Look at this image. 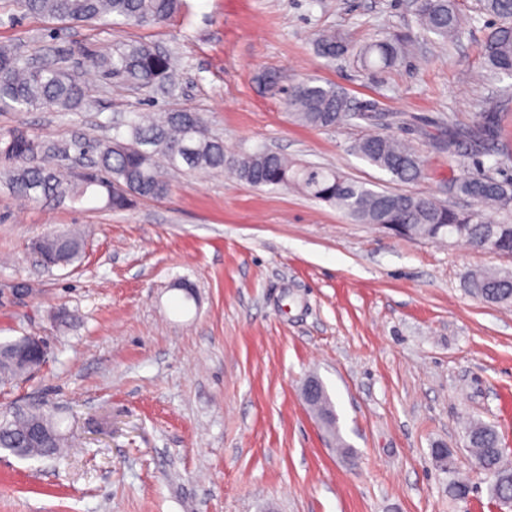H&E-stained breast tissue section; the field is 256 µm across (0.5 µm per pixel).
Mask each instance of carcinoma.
Listing matches in <instances>:
<instances>
[{
	"instance_id": "carcinoma-1",
	"label": "carcinoma",
	"mask_w": 512,
	"mask_h": 512,
	"mask_svg": "<svg viewBox=\"0 0 512 512\" xmlns=\"http://www.w3.org/2000/svg\"><path fill=\"white\" fill-rule=\"evenodd\" d=\"M27 14L89 23L104 16L129 24H151L175 14L180 0H19ZM482 10L494 20L483 46L486 68L493 74L512 76V0H481ZM416 15L423 31L454 44L464 34V20L456 0H416ZM319 56L334 60L351 50L339 32H322L314 38ZM408 51L402 39H383L359 51L366 68L389 67ZM87 67L105 78L120 77L148 92L171 94L178 86L171 57L143 43L134 42L112 55L90 53ZM91 104V89L80 78L54 64L36 65L10 48H0V108L45 109L80 112ZM288 112L295 121L313 128H333L354 116L348 97L332 84L307 78L288 92ZM436 147L459 157L458 173L448 179V194L465 200L456 209L427 197L394 191H375L364 183L317 166L292 164L284 156L258 150L239 159L224 153V143L209 135L199 113L166 112L158 118L139 115L127 125L126 135L107 141L81 139L61 145L40 139L25 127L0 133V185L24 201L60 196L81 201L94 188H102L115 211L127 210L134 200L164 197L170 184L162 168L222 171L229 169L255 187H294L309 197L328 202L363 224L398 225L397 234L442 241L464 240L501 254H512V177H498L484 158L495 165L512 156L501 144V117L491 107L476 113L469 125L448 122V135ZM93 157L95 172L61 178L55 159L69 149ZM354 152L369 164L387 172L392 180L413 182L421 178L424 158L413 146L385 132H373L354 145ZM37 257L51 267L81 263L83 236L51 231L34 246ZM467 288L476 298L495 305H512V273L479 271L468 275ZM28 341L25 336L0 342V383L25 377L28 367L15 353ZM466 445L483 470L492 473L491 498L512 497V469H501L499 434L490 425L475 422L465 432ZM75 445L61 431L54 413L32 403L7 417L0 413V448L26 459L51 457Z\"/></svg>"
}]
</instances>
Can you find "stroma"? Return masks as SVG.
Segmentation results:
<instances>
[{"label":"stroma","mask_w":512,"mask_h":512,"mask_svg":"<svg viewBox=\"0 0 512 512\" xmlns=\"http://www.w3.org/2000/svg\"><path fill=\"white\" fill-rule=\"evenodd\" d=\"M465 34H424L414 0H183L143 26L59 21L0 0V45L80 72L93 102L78 113L0 112V131L55 143L125 133L139 112L200 113L228 157L269 149L349 179L459 208L457 159L433 145L449 117L503 113L512 143V78L492 75L480 0H457ZM353 47L394 35L414 54L379 70L355 55H316L315 33ZM140 41L182 74L164 97L102 78L86 53ZM315 77L349 97L355 119L329 129L293 120L289 88ZM382 128L425 157L401 183L353 151ZM170 193L107 208L26 203L0 187V340L43 337L45 365L0 386V411L42 403L80 448L51 459L0 450V512H500L463 441L494 425L512 459V306L466 288L472 271L512 270V256L396 236L294 188L228 173L168 172ZM86 229L81 264L50 269L31 250L47 231ZM192 294H185V287ZM325 386L332 435L304 402ZM451 449L468 498L448 494L432 450Z\"/></svg>","instance_id":"35a3bbf8"}]
</instances>
